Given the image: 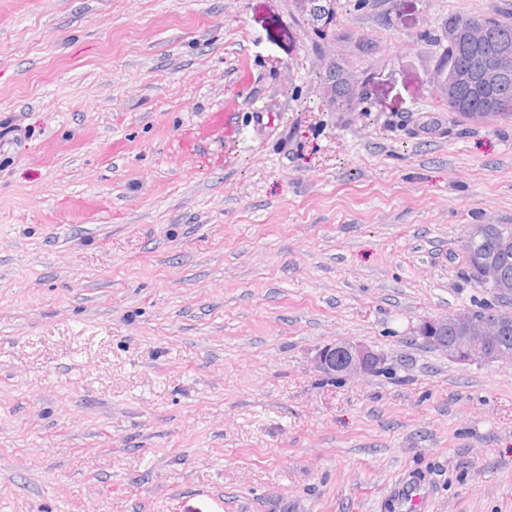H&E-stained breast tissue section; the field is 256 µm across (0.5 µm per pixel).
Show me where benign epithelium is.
Masks as SVG:
<instances>
[{
	"label": "benign epithelium",
	"mask_w": 512,
	"mask_h": 512,
	"mask_svg": "<svg viewBox=\"0 0 512 512\" xmlns=\"http://www.w3.org/2000/svg\"><path fill=\"white\" fill-rule=\"evenodd\" d=\"M449 39L466 42L477 48L480 46V31L472 24L458 25L451 31ZM499 78L500 69L496 65L478 75L462 70H456L446 77L435 74L438 90L447 99L451 98L452 89L458 82H467L482 94L496 90ZM490 228V224L471 225L464 243L469 247L477 246L483 251L484 259L475 272L480 286L508 300L512 298V285L502 281L498 256L512 249V231H503L497 238L492 239L489 237ZM450 324L458 333L454 340L443 335ZM504 331L505 327L500 322L480 317L475 309L467 307L447 317L426 321L420 335L427 344L462 363L512 365V348L498 344ZM314 364L319 372L328 376H368L381 370L385 359L362 344L336 341L318 351Z\"/></svg>",
	"instance_id": "obj_1"
}]
</instances>
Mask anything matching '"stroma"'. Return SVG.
I'll use <instances>...</instances> for the list:
<instances>
[{"label":"stroma","mask_w":512,"mask_h":512,"mask_svg":"<svg viewBox=\"0 0 512 512\" xmlns=\"http://www.w3.org/2000/svg\"><path fill=\"white\" fill-rule=\"evenodd\" d=\"M331 7L0 0V512H387L409 473L512 512V367L419 334L492 299L461 245L512 224V118L434 71L512 0ZM339 340L383 372L317 371ZM235 109L225 107L223 111L211 112L201 128L199 141L205 140L215 133H224L235 126Z\"/></svg>","instance_id":"1"}]
</instances>
